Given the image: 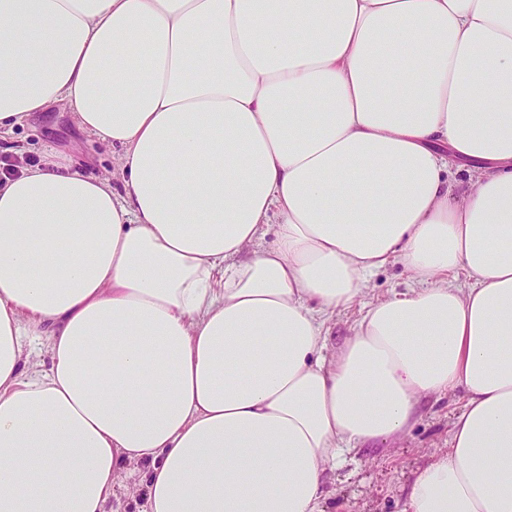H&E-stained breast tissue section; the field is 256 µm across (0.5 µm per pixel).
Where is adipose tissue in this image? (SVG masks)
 I'll list each match as a JSON object with an SVG mask.
<instances>
[{"label": "adipose tissue", "instance_id": "1", "mask_svg": "<svg viewBox=\"0 0 512 512\" xmlns=\"http://www.w3.org/2000/svg\"><path fill=\"white\" fill-rule=\"evenodd\" d=\"M59 103L119 177H0V512H323L456 391L405 512H512V0H0V136ZM411 274L400 261H393L369 278L367 290L361 301L369 302L376 298L390 297L410 288ZM336 312V319L330 324L329 347L336 348L349 334L351 327L360 316L361 304ZM147 463H140L130 475L124 476L123 485L117 489L118 499H113L114 510L121 512L142 511L145 487L144 473Z\"/></svg>", "mask_w": 512, "mask_h": 512}]
</instances>
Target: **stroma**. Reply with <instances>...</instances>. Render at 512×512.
<instances>
[{
	"instance_id": "1",
	"label": "stroma",
	"mask_w": 512,
	"mask_h": 512,
	"mask_svg": "<svg viewBox=\"0 0 512 512\" xmlns=\"http://www.w3.org/2000/svg\"><path fill=\"white\" fill-rule=\"evenodd\" d=\"M53 151L79 167L104 174L115 169L111 148L79 134L65 108L53 106L49 116H36L0 141V163L19 171ZM412 284L398 261L372 275L364 301L390 297ZM464 403L462 393L423 399L413 428L399 441L372 445L345 455L329 475L324 512H403L414 471L436 449L445 447L452 416Z\"/></svg>"
}]
</instances>
